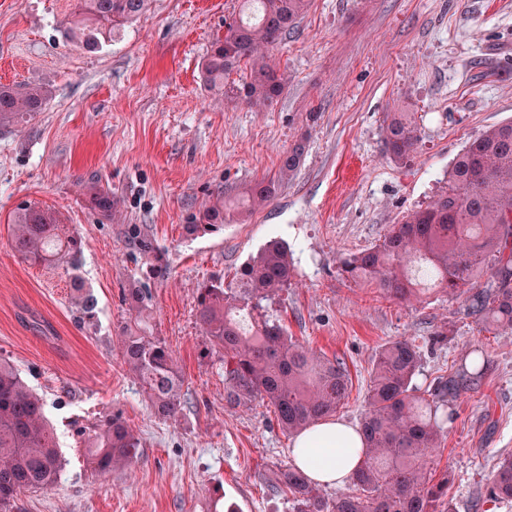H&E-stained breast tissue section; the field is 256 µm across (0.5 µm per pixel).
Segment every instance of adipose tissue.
Returning a JSON list of instances; mask_svg holds the SVG:
<instances>
[{"label": "adipose tissue", "mask_w": 512, "mask_h": 512, "mask_svg": "<svg viewBox=\"0 0 512 512\" xmlns=\"http://www.w3.org/2000/svg\"><path fill=\"white\" fill-rule=\"evenodd\" d=\"M362 448L358 428L324 420L298 434L290 453L294 465L313 481L341 485L351 479Z\"/></svg>", "instance_id": "adipose-tissue-1"}]
</instances>
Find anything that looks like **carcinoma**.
Instances as JSON below:
<instances>
[{"instance_id": "obj_1", "label": "carcinoma", "mask_w": 512, "mask_h": 512, "mask_svg": "<svg viewBox=\"0 0 512 512\" xmlns=\"http://www.w3.org/2000/svg\"><path fill=\"white\" fill-rule=\"evenodd\" d=\"M148 0H79L73 35L90 50L101 37L131 22ZM310 0H242L241 15L224 22L203 59L201 73L211 89L224 88V76L245 64L249 77L236 96L251 107L277 99L284 80L268 63L267 52L285 38ZM47 90L39 86H0V126L41 111ZM421 129L406 112H390L384 126L386 154L396 163L410 160ZM303 145L283 155L280 179L299 166ZM278 184L259 180L234 199H218L192 217L204 230L228 224L243 212L265 206ZM91 207L112 218V191L85 186ZM13 247L32 265L75 266L80 239L48 208L22 206L13 224ZM343 275L374 284L397 299L416 298L434 288L464 297L467 314L487 332L512 333V120L473 138L448 169L447 186L426 206L406 213L377 244L340 260ZM490 270L486 285L480 280ZM292 260L279 240L270 241L240 272L235 282H211L200 289L199 321L221 355L224 399L231 406L254 401L274 407L281 430L299 433L337 412L349 393L344 362L330 359L288 336L270 319L265 302L288 287ZM149 294L125 295L137 322L121 336L122 357L140 381L151 408L175 420L182 410L183 376L172 352L143 326ZM421 356L416 345L399 339L377 353L368 384L367 408L360 423L365 448L352 482L359 493L324 498L313 481L294 466L275 474L276 488L289 495L292 512H437L438 487L426 462L441 447L439 416L447 398L465 388L450 377L428 395L413 379ZM140 437L118 417L101 424L89 439L92 469L107 474L129 467L139 454ZM62 461L44 414V403L19 370L0 362V512H21L19 496L57 484ZM485 500L512 502V455L499 459L488 478Z\"/></svg>"}]
</instances>
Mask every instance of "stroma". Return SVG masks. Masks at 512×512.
<instances>
[{
  "mask_svg": "<svg viewBox=\"0 0 512 512\" xmlns=\"http://www.w3.org/2000/svg\"><path fill=\"white\" fill-rule=\"evenodd\" d=\"M77 0H0V85L46 88L42 112L0 127V358L44 400L63 463L54 487L20 496L22 512H291L271 479L293 438L272 407H233L197 318L205 284L228 281L273 239L293 253L287 290L266 305L294 340L344 359L352 385L336 417L359 425L380 347L406 338L413 383L487 364L447 404L452 417L426 468L443 483L438 512H512L484 502L512 454V334L481 330L462 299L436 291L398 301L341 276L342 257L373 244L444 190L456 156L512 119V0H311L268 53L285 80L269 107L209 90L201 63L240 0H149L89 51L71 34ZM411 113L423 140L410 162L384 149L389 112ZM305 152L289 180L280 161ZM279 180L274 199L210 231L190 226L216 198ZM109 187L104 218L83 188ZM52 208L82 241L76 268L31 266L11 247L20 204ZM147 238L153 253L142 252ZM81 282L96 300L80 309ZM150 294L145 321L183 375L178 420L152 411L121 355L131 316L122 294ZM117 416L140 434L131 469L92 472L83 448Z\"/></svg>",
  "mask_w": 512,
  "mask_h": 512,
  "instance_id": "35a3bbf8",
  "label": "stroma"
}]
</instances>
